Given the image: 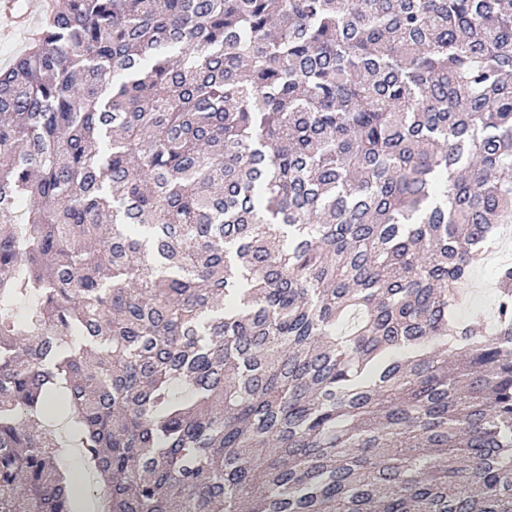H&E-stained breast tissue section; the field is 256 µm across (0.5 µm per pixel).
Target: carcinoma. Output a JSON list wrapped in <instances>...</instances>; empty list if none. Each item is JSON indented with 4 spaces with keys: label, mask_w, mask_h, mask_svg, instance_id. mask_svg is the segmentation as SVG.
I'll list each match as a JSON object with an SVG mask.
<instances>
[{
    "label": "carcinoma",
    "mask_w": 512,
    "mask_h": 512,
    "mask_svg": "<svg viewBox=\"0 0 512 512\" xmlns=\"http://www.w3.org/2000/svg\"><path fill=\"white\" fill-rule=\"evenodd\" d=\"M511 223L512 0H57L0 67V512H73L59 448L100 512H512V263L456 317ZM497 260L490 263L488 259L487 264H481L475 270L471 280L464 286L468 303L460 309V318L470 319L494 304L497 295L496 273L500 264L504 262H497ZM488 282L490 287L486 285Z\"/></svg>",
    "instance_id": "carcinoma-1"
}]
</instances>
